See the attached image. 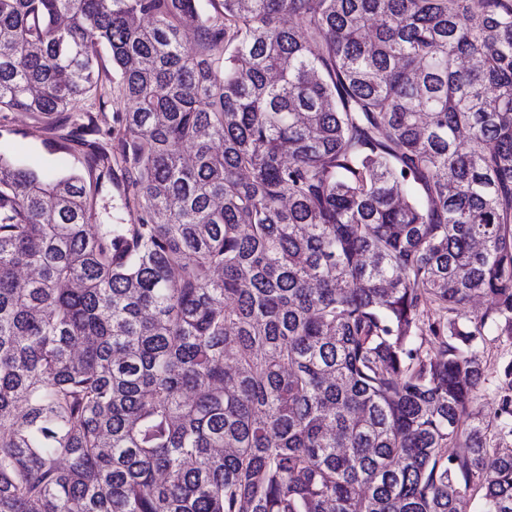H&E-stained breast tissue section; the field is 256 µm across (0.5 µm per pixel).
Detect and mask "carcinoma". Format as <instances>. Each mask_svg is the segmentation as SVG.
<instances>
[{
	"label": "carcinoma",
	"instance_id": "cac0c4a2",
	"mask_svg": "<svg viewBox=\"0 0 512 512\" xmlns=\"http://www.w3.org/2000/svg\"><path fill=\"white\" fill-rule=\"evenodd\" d=\"M209 3L0 0V512H512V0ZM118 82V73L112 69V98H104V101L107 102L103 105L102 102L101 104L99 103L98 98L94 97L78 101L72 109V119L78 120L79 115L90 112L101 131L105 132L109 127L113 126L115 113L123 111L128 106L127 102L119 95ZM5 124L11 133L0 139L2 153L13 157L21 164L38 170H49L51 164L42 147V140L48 136L45 123L37 114L29 112L9 113ZM133 194V189L119 171L112 178V183L103 181L93 201V224H135L137 212ZM485 330V341L478 347L483 360L484 380L476 394L474 409L484 419L492 420L502 395L499 388L500 374L506 364L512 363V339L508 336H497L498 332L493 324L488 323Z\"/></svg>",
	"mask_w": 512,
	"mask_h": 512
}]
</instances>
